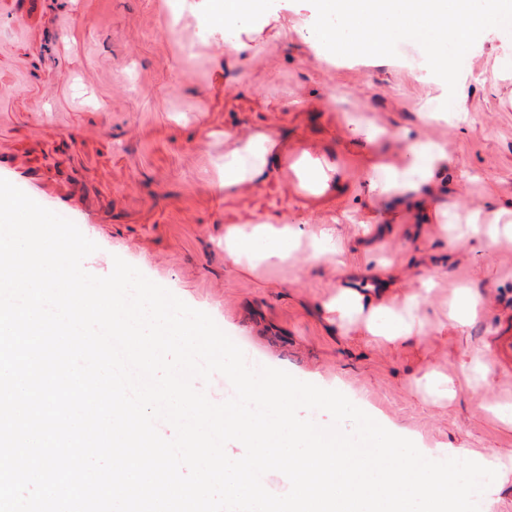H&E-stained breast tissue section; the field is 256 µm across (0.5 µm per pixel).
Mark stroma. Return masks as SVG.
<instances>
[{"mask_svg": "<svg viewBox=\"0 0 512 512\" xmlns=\"http://www.w3.org/2000/svg\"><path fill=\"white\" fill-rule=\"evenodd\" d=\"M174 0H0V169L38 181L90 215L81 231L98 244L84 268L108 275L114 257L136 266L191 307L208 313L253 364L285 370L344 393L417 447L497 448L512 455V425L488 408L512 403V373L485 387L461 384L464 361L488 355L501 318L512 315V240L488 242L470 219L512 206V69L497 83L481 73L512 60V37L487 31L458 53L471 125L422 124L416 109L448 111L422 46L399 43L388 66L341 62L313 68L297 29L311 0H280L260 13L261 51L247 65L224 60L212 18L224 0H181L178 33L165 25ZM293 99L310 101L295 110ZM369 117L398 156L408 142L446 145L468 179L434 188L441 215L415 200L396 205L364 189L373 148L348 121ZM278 130L281 158L258 183L225 197L214 171L225 137ZM335 162V195L296 190L290 166L302 153ZM392 209V219L380 218ZM282 217L300 233L287 262L241 269L224 261V232ZM334 227L343 252L312 256ZM434 285L423 334L380 346L342 332L324 303L340 288L415 292ZM463 288L478 297L464 331L446 318ZM435 368L459 380L454 400L434 404L414 389Z\"/></svg>", "mask_w": 512, "mask_h": 512, "instance_id": "obj_1", "label": "stroma"}]
</instances>
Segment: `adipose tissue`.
<instances>
[{
  "instance_id": "1",
  "label": "adipose tissue",
  "mask_w": 512,
  "mask_h": 512,
  "mask_svg": "<svg viewBox=\"0 0 512 512\" xmlns=\"http://www.w3.org/2000/svg\"><path fill=\"white\" fill-rule=\"evenodd\" d=\"M254 0H224V10L214 17L215 30H227L224 54L238 64H246L259 47L242 39V32L254 22ZM317 20L302 41L313 54L312 66L327 64L320 47L335 46L343 58L388 64L391 49L402 37L423 42L429 52L431 73L445 83L457 80L455 50L470 46L483 31L494 28L512 35V0H315ZM277 133L265 132L235 141L224 156V173L218 185L231 195L254 182L266 171ZM374 169L385 170V178L370 177L368 190L377 196L402 198L418 192L421 186L447 179L455 168L444 146L435 143L408 144L399 165L374 162ZM295 237L287 226L277 228L270 222L254 223L250 231L238 228L224 233V259L235 265L282 263L288 259V244ZM424 279L420 291L404 297H391L376 305L364 302L363 295L341 288L326 303L330 320L342 331L361 327L363 335L383 345H402L424 326L422 309Z\"/></svg>"
}]
</instances>
